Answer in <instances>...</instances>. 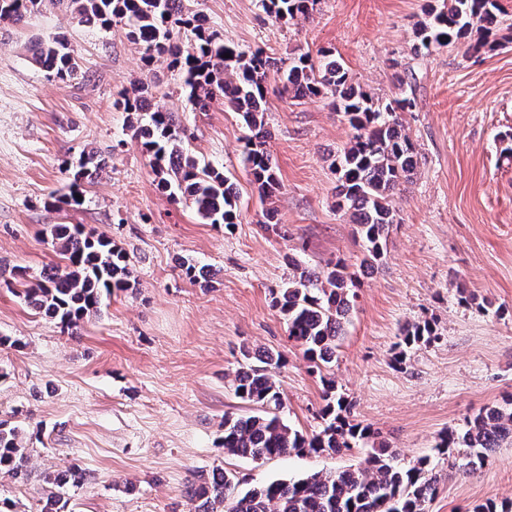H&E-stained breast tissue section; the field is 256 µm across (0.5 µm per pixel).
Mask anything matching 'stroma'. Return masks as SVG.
Returning <instances> with one entry per match:
<instances>
[{
	"label": "stroma",
	"mask_w": 512,
	"mask_h": 512,
	"mask_svg": "<svg viewBox=\"0 0 512 512\" xmlns=\"http://www.w3.org/2000/svg\"><path fill=\"white\" fill-rule=\"evenodd\" d=\"M211 30L241 49L274 57L335 52L356 85L374 96L411 75L415 111L402 115L418 147L415 178L395 195L399 222L386 257L364 273L356 227L336 209L328 157L354 131L327 99L292 100L267 80L266 147L281 192L262 207L243 155L240 117L195 111L178 71L144 70L122 26L89 29L43 4L23 25L0 24V418L23 430L32 465L22 480L0 477V499L15 512H39L46 474L76 465L87 482L67 488L74 512H189L194 476L224 469L254 486L274 479L358 466L364 447L253 462L218 443L224 415L244 410L229 377L242 347L280 352L275 380L282 417L320 429L323 387L271 290L287 282L289 259L312 269L343 261L358 281L346 333L330 372L357 420L378 429L410 462L431 454L437 435L512 393V158L500 137L512 131V43L471 54L465 45L413 53L412 29L424 0H317L313 14L276 22L258 0H184ZM66 34L81 78H47L30 60L34 38ZM153 82L158 106L180 112L201 162L228 175L241 221L202 223L191 205L158 192L147 156L118 109V92ZM94 149L110 162L85 185L77 210L47 207L66 185L61 162ZM82 224L131 257L139 287L105 301L78 333L61 332L27 306L16 270L39 276L59 263L41 231ZM206 267L190 283L179 264ZM477 301H458L459 288ZM435 321L439 336L396 366L392 349L405 325ZM428 512H472L486 500L512 501V445L495 449L470 474L440 466Z\"/></svg>",
	"instance_id": "stroma-1"
}]
</instances>
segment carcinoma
Masks as SVG:
<instances>
[{"label": "carcinoma", "instance_id": "1", "mask_svg": "<svg viewBox=\"0 0 512 512\" xmlns=\"http://www.w3.org/2000/svg\"><path fill=\"white\" fill-rule=\"evenodd\" d=\"M71 19L87 28L122 24L130 43L142 49L151 67L167 62L179 71L189 101L200 112L221 104L237 113L248 133L244 136L249 174L264 203L280 192L277 166L266 149L268 131L267 79L280 75L282 90L293 100L326 97L354 130L349 144L332 156L336 172V207L357 227L363 243L361 266L382 263L390 229L398 223L392 199L410 182L418 167L416 143L406 132L401 115L416 108L413 91L397 76L399 93L374 98L357 87L347 69L331 50L317 56L293 53L276 59L262 49L246 52L207 27L204 16L184 11V0H67ZM42 0H0V21L21 24ZM264 12L283 23L307 18L316 0H260ZM498 0H427L424 19L414 30V54L463 43L467 52L479 54L499 43L488 41L501 24ZM188 33L183 41L181 32ZM33 63L61 81L85 77L65 36L41 39L28 47ZM230 57H224V54ZM123 110L146 117L134 127V138L150 161L159 192L173 202L191 204L206 224L229 227L240 217L239 196L231 179L185 151L187 129L178 113L154 104L153 86L134 85L122 101ZM108 168L105 157L82 153L75 162H64L68 192L52 196L48 205L80 207L83 185ZM63 264L25 279V303L42 318L71 332L96 314L103 299L136 289L133 263L126 251L111 240L86 232L75 224H51L46 229ZM293 276L271 291L272 305L286 318L288 337L302 346L311 368L321 374L324 405L320 430L305 434L277 414L283 397L274 375L283 364L282 354L264 350L257 363L242 349L247 363L234 372L230 388L236 398L255 407L248 414H224V453L253 461L283 454L335 453L372 443L364 462L356 468L314 472L290 480H274L245 488L233 472L215 469L211 476L186 489L190 512H426L438 490V464L469 473L505 443H512V394L498 404L480 408L461 429L440 432L433 454L408 464L387 444L375 443L371 425L354 418L351 402L335 381L323 375L335 361L356 294L352 277L336 263L316 271L295 260ZM191 283L208 279V271L193 263H180ZM438 338L435 322L404 327L395 347V362L405 363L411 349ZM30 458L18 426L0 419V475L20 479L27 475ZM86 473L72 466L44 476L40 512H70L63 489L78 487Z\"/></svg>", "mask_w": 512, "mask_h": 512}]
</instances>
